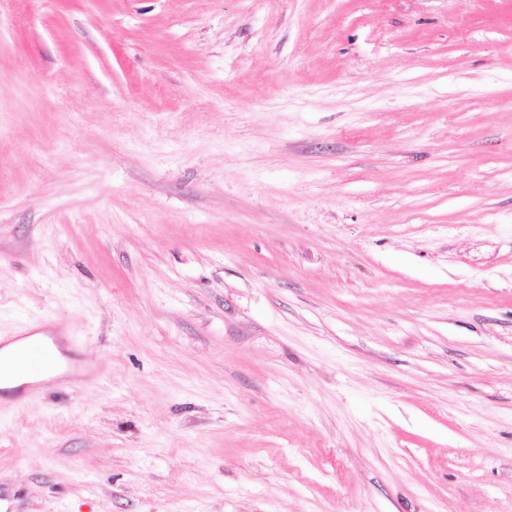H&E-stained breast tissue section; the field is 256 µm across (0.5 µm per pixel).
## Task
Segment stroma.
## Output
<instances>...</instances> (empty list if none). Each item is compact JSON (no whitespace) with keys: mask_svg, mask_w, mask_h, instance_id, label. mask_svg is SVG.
Segmentation results:
<instances>
[{"mask_svg":"<svg viewBox=\"0 0 512 512\" xmlns=\"http://www.w3.org/2000/svg\"><path fill=\"white\" fill-rule=\"evenodd\" d=\"M0 512H512V0H0ZM29 337V330L22 329L15 336H0V365L2 366L0 387L5 390H12L18 386L32 382L38 379H51L60 374V371L54 367L43 365L40 363L29 362L32 358H39L44 362L50 361V348L48 344L42 341H31L25 346L20 347L19 352L21 358L29 362L25 372H20L12 368L15 356L17 354L18 343ZM15 344V345H10Z\"/></svg>","mask_w":512,"mask_h":512,"instance_id":"obj_1","label":"stroma"}]
</instances>
